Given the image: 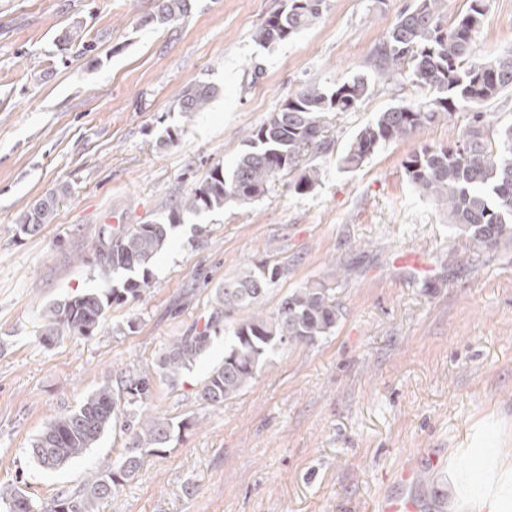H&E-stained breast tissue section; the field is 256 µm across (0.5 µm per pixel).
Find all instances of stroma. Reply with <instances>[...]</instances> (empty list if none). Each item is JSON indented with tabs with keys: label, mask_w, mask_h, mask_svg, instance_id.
Wrapping results in <instances>:
<instances>
[{
	"label": "stroma",
	"mask_w": 512,
	"mask_h": 512,
	"mask_svg": "<svg viewBox=\"0 0 512 512\" xmlns=\"http://www.w3.org/2000/svg\"><path fill=\"white\" fill-rule=\"evenodd\" d=\"M406 2L328 0L321 19L264 48L253 34L280 0H192L164 28L140 23L157 0H0V487L20 479L48 499L94 482L122 452V433L54 471L26 450L51 417L125 371L153 370L172 340L204 325L213 288L262 262L284 268L266 311L312 281L334 288L332 335L275 348L216 408L198 397L224 359L214 338L153 393L157 412L191 428L145 456L95 512H381L394 494L448 512L491 458L512 464V247L464 252L403 167L423 146L455 142L468 112L387 144L354 171L337 163L378 112L429 97L384 84L374 69L373 50ZM486 3L480 60L512 51V0ZM76 23L95 51L59 44ZM357 75L372 91L355 111L326 115L334 147L308 158L321 171L314 191L293 194L283 173L249 204L181 213L143 298L110 307L93 336L41 342L49 304L99 288L102 231L167 219L303 83ZM197 82L216 93L188 117L176 98ZM167 128L174 142L156 147ZM61 185L69 192L52 222L23 234L21 214Z\"/></svg>",
	"instance_id": "obj_1"
}]
</instances>
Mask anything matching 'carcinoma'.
<instances>
[{
    "label": "carcinoma",
    "instance_id": "carcinoma-1",
    "mask_svg": "<svg viewBox=\"0 0 512 512\" xmlns=\"http://www.w3.org/2000/svg\"><path fill=\"white\" fill-rule=\"evenodd\" d=\"M190 0H161L145 26H165L189 10ZM440 0H412L397 15L376 51L377 75L388 80L406 79L434 92L421 104H402L378 113L352 138L339 158L352 171L389 143L406 138L454 113L467 103H487L512 89V53L471 60L475 35L483 25L486 0H466V8L454 22L443 26ZM326 0H286L272 12L256 33L262 47L287 40L319 19ZM363 77L338 81L326 87L306 84L276 111L250 131L245 150L228 171L214 167L180 207L192 212H212L228 203L248 204L268 189L283 172L301 173L289 183L297 194L313 191L320 169L303 160L312 153H330L333 142L324 135L329 112L354 111L370 94ZM215 88L196 83L179 93L178 111L193 115L205 111ZM408 180L435 204L448 212V221L461 237L464 251L478 256L512 245V123L497 124L491 112H475L471 125L457 141L446 146H424L403 163ZM62 186L31 206L19 220L20 230L34 235L50 223ZM174 224L150 222L119 229L102 237L96 246L101 288L51 304L41 315L40 339L59 336L88 337L102 325L114 304L139 299L150 287L148 265L169 243ZM132 273L121 283L111 274ZM279 264L245 266L216 288L203 327H191L174 340L157 363V372L173 381L210 348L224 332V361L207 375L199 393L208 405H224L239 394L262 370L267 354L284 344H313L331 335L339 319L333 289L315 281L285 294L277 309L268 314L262 304L277 285ZM153 380L145 372L130 373L118 388L102 386L75 409L50 418L26 449L37 466L52 470L67 466L94 447L110 429L128 441L124 451L101 466L97 480L74 492H59L45 500H31L46 512H94L95 503L112 496L118 486L138 471L143 455L167 452L175 431L192 426L178 423L151 410ZM27 492L18 485L0 490L5 512H27Z\"/></svg>",
    "mask_w": 512,
    "mask_h": 512
}]
</instances>
